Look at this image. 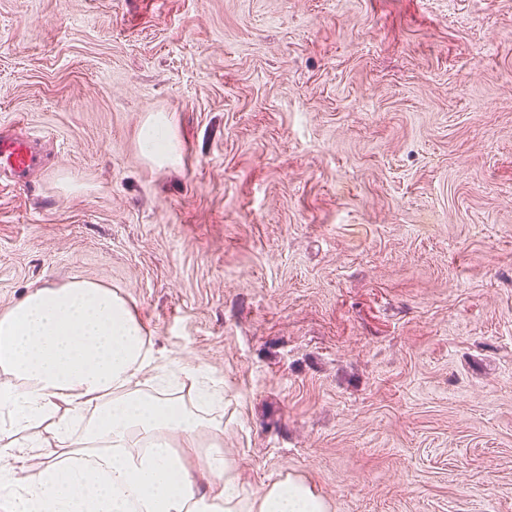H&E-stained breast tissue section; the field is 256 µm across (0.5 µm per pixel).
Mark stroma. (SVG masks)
<instances>
[{
	"instance_id": "35a3bbf8",
	"label": "stroma",
	"mask_w": 512,
	"mask_h": 512,
	"mask_svg": "<svg viewBox=\"0 0 512 512\" xmlns=\"http://www.w3.org/2000/svg\"><path fill=\"white\" fill-rule=\"evenodd\" d=\"M17 115L0 312L118 290L223 390L242 495L512 512V0H0ZM146 156L154 161L175 164L180 160L178 145L175 140V122L167 113L151 116L140 131ZM24 130V135H16ZM37 136L26 131L21 118L0 126V187H27L24 180L29 172L41 163L40 156L30 146V141Z\"/></svg>"
}]
</instances>
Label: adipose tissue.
<instances>
[{"instance_id":"obj_1","label":"adipose tissue","mask_w":512,"mask_h":512,"mask_svg":"<svg viewBox=\"0 0 512 512\" xmlns=\"http://www.w3.org/2000/svg\"><path fill=\"white\" fill-rule=\"evenodd\" d=\"M140 137L150 160H179L171 115ZM186 379L193 394L163 387L149 330L112 288L30 289L0 312V512H330L290 474L241 496L223 397Z\"/></svg>"}]
</instances>
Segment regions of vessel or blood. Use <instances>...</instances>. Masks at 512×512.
Here are the masks:
<instances>
[{"instance_id":"vessel-or-blood-1","label":"vessel or blood","mask_w":512,"mask_h":512,"mask_svg":"<svg viewBox=\"0 0 512 512\" xmlns=\"http://www.w3.org/2000/svg\"><path fill=\"white\" fill-rule=\"evenodd\" d=\"M25 122L17 118L0 126V187H25L29 172L41 163L40 156L30 145L31 137L24 132Z\"/></svg>"}]
</instances>
